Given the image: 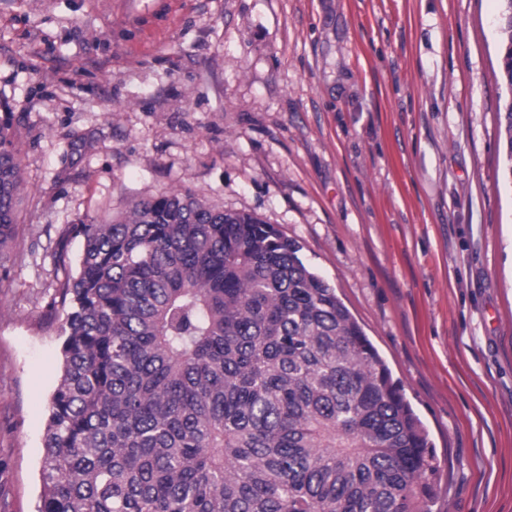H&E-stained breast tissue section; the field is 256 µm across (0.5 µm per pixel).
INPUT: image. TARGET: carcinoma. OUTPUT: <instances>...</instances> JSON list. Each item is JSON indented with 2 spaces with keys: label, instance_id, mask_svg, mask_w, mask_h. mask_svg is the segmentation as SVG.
I'll use <instances>...</instances> for the list:
<instances>
[{
  "label": "carcinoma",
  "instance_id": "carcinoma-1",
  "mask_svg": "<svg viewBox=\"0 0 512 512\" xmlns=\"http://www.w3.org/2000/svg\"><path fill=\"white\" fill-rule=\"evenodd\" d=\"M498 123L512 183V101ZM22 184L1 122L0 267ZM70 231L38 512H430L428 433L297 240L173 189Z\"/></svg>",
  "mask_w": 512,
  "mask_h": 512
}]
</instances>
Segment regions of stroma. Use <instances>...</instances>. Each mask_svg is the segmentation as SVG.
<instances>
[{"instance_id":"35a3bbf8","label":"stroma","mask_w":512,"mask_h":512,"mask_svg":"<svg viewBox=\"0 0 512 512\" xmlns=\"http://www.w3.org/2000/svg\"><path fill=\"white\" fill-rule=\"evenodd\" d=\"M502 0H0L23 168L0 270V512H37L78 221L187 190L296 239L435 446L431 512H512Z\"/></svg>"}]
</instances>
